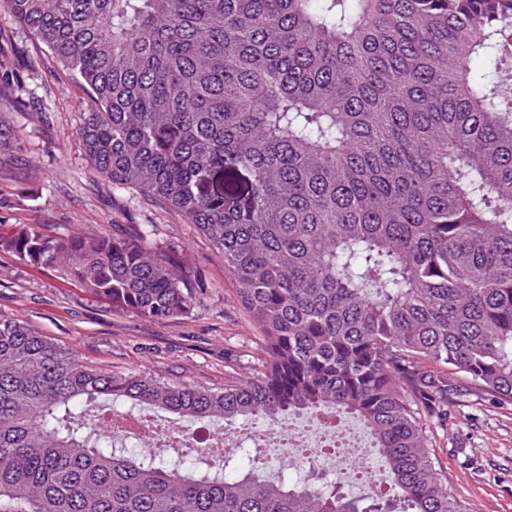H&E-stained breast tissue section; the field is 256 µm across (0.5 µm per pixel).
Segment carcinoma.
Here are the masks:
<instances>
[{"instance_id": "obj_1", "label": "carcinoma", "mask_w": 512, "mask_h": 512, "mask_svg": "<svg viewBox=\"0 0 512 512\" xmlns=\"http://www.w3.org/2000/svg\"><path fill=\"white\" fill-rule=\"evenodd\" d=\"M85 89L91 171L224 254L265 356L224 388L107 373L0 320V512H384L340 481L188 450L190 423L358 417L405 512H463L425 421L456 377L512 401V0H0ZM21 151L0 109V155ZM149 224H0V252L115 315L175 321L201 287ZM120 405L155 435L112 434ZM121 447H116V444Z\"/></svg>"}]
</instances>
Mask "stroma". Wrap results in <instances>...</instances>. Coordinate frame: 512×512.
<instances>
[{"mask_svg":"<svg viewBox=\"0 0 512 512\" xmlns=\"http://www.w3.org/2000/svg\"><path fill=\"white\" fill-rule=\"evenodd\" d=\"M0 101L22 150L0 159V224H46L56 233L98 234L116 224H149L152 239L182 250L207 291L189 317L158 322L112 314L107 304L0 255V319L26 322L84 361L171 383L224 385L226 368L256 376L260 333L239 303L224 257L181 214L93 176L78 137L85 96L13 17L0 8ZM431 458L470 512H512V402L458 379L448 418L426 423Z\"/></svg>","mask_w":512,"mask_h":512,"instance_id":"1","label":"stroma"}]
</instances>
